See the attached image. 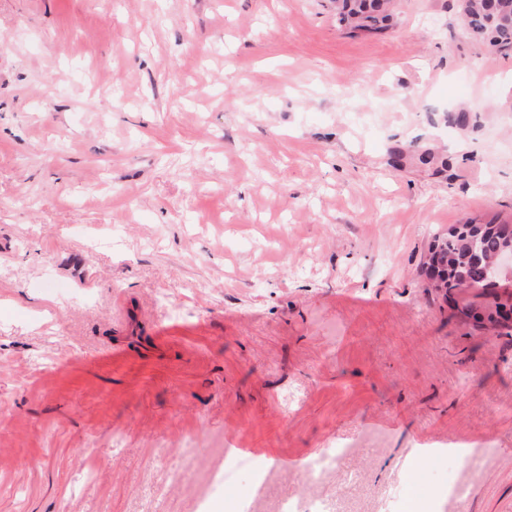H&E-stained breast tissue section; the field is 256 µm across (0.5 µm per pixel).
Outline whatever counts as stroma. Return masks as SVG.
<instances>
[{
  "instance_id": "35a3bbf8",
  "label": "stroma",
  "mask_w": 512,
  "mask_h": 512,
  "mask_svg": "<svg viewBox=\"0 0 512 512\" xmlns=\"http://www.w3.org/2000/svg\"><path fill=\"white\" fill-rule=\"evenodd\" d=\"M327 2L0 0V512H512V53ZM330 0L336 21L349 34H381L391 27L394 12L385 0ZM493 224H485L479 236L474 232L478 230L475 224L467 222L448 229V233L440 238L439 249L441 269L438 272L440 282L438 288L448 291L464 288L463 280L485 282L489 261L496 255L500 246V234L491 228ZM512 226L507 225L505 242L501 246L497 257L499 267L508 278L512 277ZM438 237H435L436 240ZM474 247L479 248L483 254V263L471 262L470 254Z\"/></svg>"
}]
</instances>
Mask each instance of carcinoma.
<instances>
[{"mask_svg": "<svg viewBox=\"0 0 512 512\" xmlns=\"http://www.w3.org/2000/svg\"><path fill=\"white\" fill-rule=\"evenodd\" d=\"M338 24L349 34H381L391 27L394 12L384 0H330ZM465 25L481 31V42L500 51L512 52V0L496 17L485 12L481 0H469L460 10ZM501 246L500 234L484 225L459 224L440 236L441 269L437 287L453 290L463 287V280L486 281L489 261Z\"/></svg>", "mask_w": 512, "mask_h": 512, "instance_id": "1", "label": "carcinoma"}]
</instances>
